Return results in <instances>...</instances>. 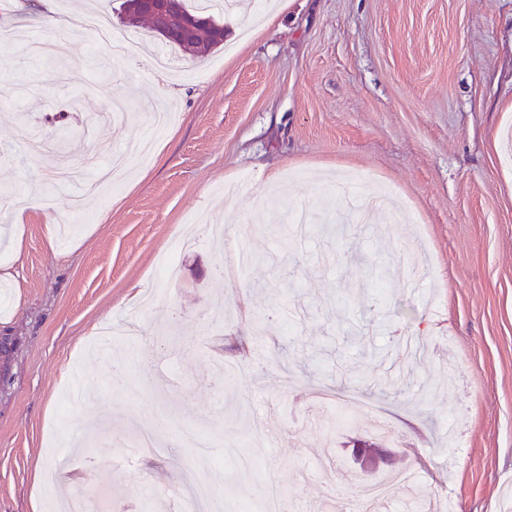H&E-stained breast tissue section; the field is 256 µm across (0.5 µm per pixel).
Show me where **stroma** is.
<instances>
[{"label":"stroma","mask_w":512,"mask_h":512,"mask_svg":"<svg viewBox=\"0 0 512 512\" xmlns=\"http://www.w3.org/2000/svg\"><path fill=\"white\" fill-rule=\"evenodd\" d=\"M43 12L0 0V199L24 210L0 209V512L76 488L138 512L147 483L173 512L217 465L232 512L270 486L344 512L384 472L415 473L432 512H512V0H270L263 33L226 16L172 74L160 42L131 62L79 24L48 65L27 52ZM27 126L65 164L156 149L120 186L59 192ZM352 173L355 195L319 197ZM239 245L264 263L229 272ZM116 324L133 397L91 348ZM178 427L207 447H175Z\"/></svg>","instance_id":"stroma-1"}]
</instances>
